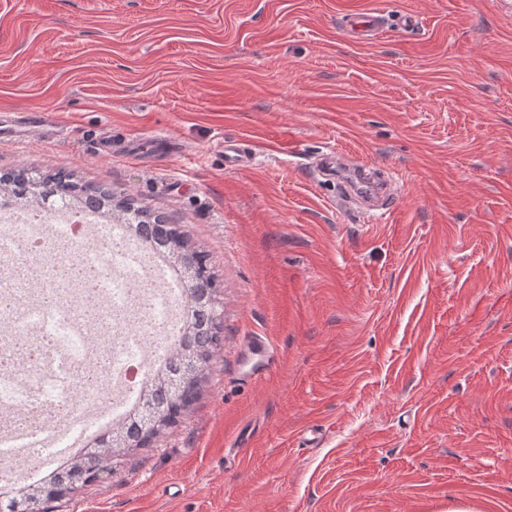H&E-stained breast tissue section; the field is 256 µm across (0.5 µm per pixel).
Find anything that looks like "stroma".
<instances>
[{
	"label": "stroma",
	"mask_w": 512,
	"mask_h": 512,
	"mask_svg": "<svg viewBox=\"0 0 512 512\" xmlns=\"http://www.w3.org/2000/svg\"><path fill=\"white\" fill-rule=\"evenodd\" d=\"M37 111L60 137L0 172L164 213L221 314L177 425L58 512H512V0H0V122ZM323 154L395 195L362 211ZM384 16L375 11L350 15L344 21V30L358 40H372L379 33ZM247 347L253 350V353L260 358L255 365H253L244 373V375L247 377L254 378L265 373L270 366V359L267 355L266 341L260 336H254L248 341Z\"/></svg>",
	"instance_id": "1"
}]
</instances>
